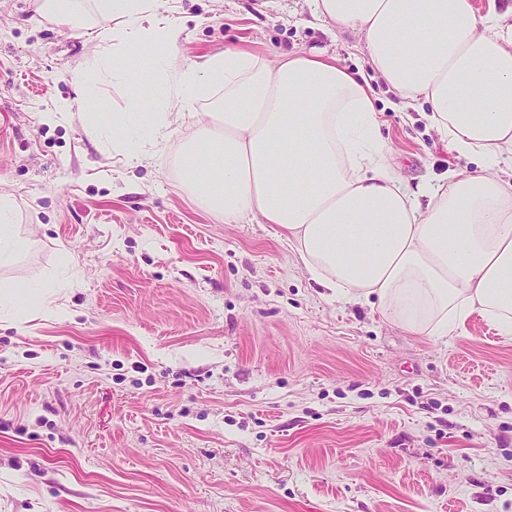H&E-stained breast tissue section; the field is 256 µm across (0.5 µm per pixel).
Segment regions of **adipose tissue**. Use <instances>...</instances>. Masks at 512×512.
Wrapping results in <instances>:
<instances>
[{"label":"adipose tissue","instance_id":"obj_1","mask_svg":"<svg viewBox=\"0 0 512 512\" xmlns=\"http://www.w3.org/2000/svg\"><path fill=\"white\" fill-rule=\"evenodd\" d=\"M110 23L74 70L86 93L109 80L126 89L122 109L87 112L103 140L117 139L135 167L168 145L180 113L202 100L181 143V186L200 207L233 224L276 225L329 299L377 298L385 317L424 336H449L472 316L512 337V26L474 0H312V14L357 40L375 78L402 107L427 104L425 118L474 171L408 187L389 148L370 81L333 56L290 52L276 62L228 47L177 63L183 30L163 0H93ZM152 67L139 68L142 58ZM157 86L143 116L136 88ZM217 158L200 165L202 154ZM16 201L0 194V267L30 247L16 233ZM60 290L46 282L0 288V325L67 319Z\"/></svg>","mask_w":512,"mask_h":512}]
</instances>
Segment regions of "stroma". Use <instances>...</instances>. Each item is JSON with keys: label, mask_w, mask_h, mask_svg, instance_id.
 Instances as JSON below:
<instances>
[{"label": "stroma", "mask_w": 512, "mask_h": 512, "mask_svg": "<svg viewBox=\"0 0 512 512\" xmlns=\"http://www.w3.org/2000/svg\"><path fill=\"white\" fill-rule=\"evenodd\" d=\"M39 2L0 0V192L32 239L0 281L65 280L74 316L0 328V512H512V341L478 317L419 336L377 299H326L273 225L181 190L177 144L125 166L82 120L123 88L85 101L70 80L104 20L62 25ZM168 4L192 58L364 66L309 0ZM372 87L408 185L471 169Z\"/></svg>", "instance_id": "1"}]
</instances>
